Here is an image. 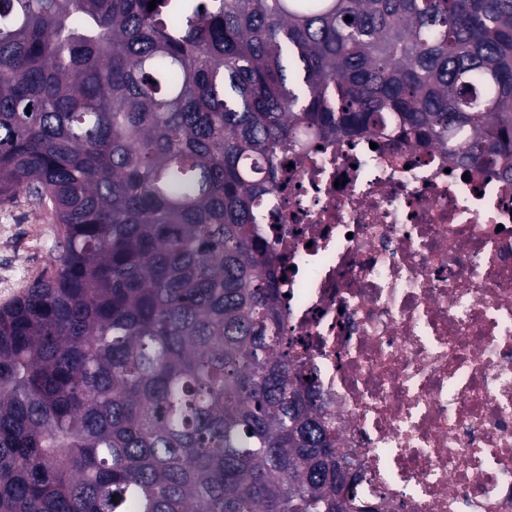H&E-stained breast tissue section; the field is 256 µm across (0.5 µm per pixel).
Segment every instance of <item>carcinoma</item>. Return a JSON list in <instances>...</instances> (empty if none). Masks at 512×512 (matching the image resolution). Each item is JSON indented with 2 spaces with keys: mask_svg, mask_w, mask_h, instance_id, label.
Segmentation results:
<instances>
[{
  "mask_svg": "<svg viewBox=\"0 0 512 512\" xmlns=\"http://www.w3.org/2000/svg\"><path fill=\"white\" fill-rule=\"evenodd\" d=\"M0 0V512H378L295 367L261 203L396 135L512 179V0ZM352 21H345V17ZM56 230L57 224L22 197L13 205L0 207V308L40 275Z\"/></svg>",
  "mask_w": 512,
  "mask_h": 512,
  "instance_id": "carcinoma-1",
  "label": "carcinoma"
}]
</instances>
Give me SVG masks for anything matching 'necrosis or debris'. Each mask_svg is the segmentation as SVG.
<instances>
[{
    "label": "necrosis or debris",
    "mask_w": 512,
    "mask_h": 512,
    "mask_svg": "<svg viewBox=\"0 0 512 512\" xmlns=\"http://www.w3.org/2000/svg\"><path fill=\"white\" fill-rule=\"evenodd\" d=\"M265 231L293 362L380 512H512V180L339 137L290 158Z\"/></svg>",
    "instance_id": "1"
}]
</instances>
